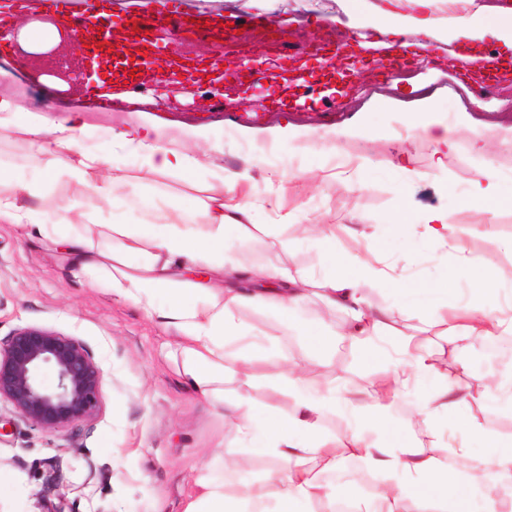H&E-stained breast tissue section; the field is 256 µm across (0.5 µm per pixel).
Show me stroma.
I'll list each match as a JSON object with an SVG mask.
<instances>
[{"label":"stroma","instance_id":"obj_1","mask_svg":"<svg viewBox=\"0 0 512 512\" xmlns=\"http://www.w3.org/2000/svg\"><path fill=\"white\" fill-rule=\"evenodd\" d=\"M182 12L218 15L240 29L256 54H264L276 27L285 40L304 44L314 38L328 48L359 40L369 49L343 81L321 76L288 82L273 78V66L262 64L250 88L237 92L236 108L212 96L208 81L195 84L179 108L154 103L148 80H132L126 91L150 98L144 112L120 101H95L96 82L77 88L54 77L60 60H76V44L58 55L20 60L16 47L0 43L7 73L0 90L15 95L22 109H48L49 120L62 110L81 111L89 129L81 136L85 150L111 158L129 176L126 204L113 209L87 200L97 224H137V202L145 196L177 201L193 210L206 200L205 185L191 186L170 177L146 176L135 155L119 149L113 132L148 124L157 145L194 148L190 133L208 131L209 146L219 151L224 167L251 166L253 197L263 206L253 214L250 235L224 231L228 256L246 265L281 264L292 273L323 276L333 272L310 233L313 225L336 227L337 258L359 256L392 265L400 289L375 281L362 283L368 299L396 312L394 329L418 325L423 309L416 284L455 276L458 299L470 294L469 273L457 272L450 246L419 235L425 215L453 212L457 236L468 256L503 288L512 287V82L489 94L466 84L459 73L458 42L450 34L451 8L435 6V25L426 36L431 62H412L386 70L370 49L379 34L369 8L374 0H178ZM429 120L447 125L457 149L436 157L435 145L415 127L424 103ZM246 112L264 114L262 126H241ZM289 130L290 141L278 139ZM0 167L29 179L38 171L28 142L15 131L0 128ZM498 176L499 202L491 214L464 207L473 182L482 171ZM406 223L404 234L385 233L389 224ZM246 326L273 335L276 348L292 358L308 357L314 373L335 376L362 388L380 378L385 359L368 360L357 347L337 343L324 365L308 349L323 328L345 319L325 309L317 297L302 303L295 331L281 336L271 321L252 309L238 312ZM25 326L54 330L81 342L104 373L100 416L56 431H46L18 417L0 403V467L11 476L0 512H183L194 492L197 469L210 461L212 448L241 455L232 419L195 398L180 384L176 363L167 357L173 337L92 276L72 273L66 260L47 240L30 229L0 223V339ZM424 344L434 361L466 385L492 374L485 343L460 351L446 346L444 328L428 326ZM227 397L250 399L279 416H288L287 397L269 375L251 386L226 382ZM416 396L397 400L381 425L362 420L373 435L391 440L412 435L428 455L443 446H468L483 455V443L454 421H440L434 434L421 432L411 418ZM54 482H47L48 472Z\"/></svg>","mask_w":512,"mask_h":512}]
</instances>
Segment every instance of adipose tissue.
<instances>
[{"label":"adipose tissue","instance_id":"1","mask_svg":"<svg viewBox=\"0 0 512 512\" xmlns=\"http://www.w3.org/2000/svg\"><path fill=\"white\" fill-rule=\"evenodd\" d=\"M414 4L418 14L404 17L399 0H384L374 9V28L393 34L395 45L401 47L406 46L408 35L429 34L434 19L428 11L435 0H414ZM453 23L455 39L496 40L512 48V11L482 14L466 7L454 16ZM3 125L27 137L45 179L65 177L81 188L84 197L113 208L123 205L126 179L113 174L104 157L82 148L80 136L87 125L81 114L52 123L39 111L23 110L14 96L0 94ZM116 139L120 147L137 156L147 174L190 183L216 180L219 187L204 214L184 210L172 201L161 207L144 200L139 207L146 223L108 225L112 244L101 248L86 234L54 235L48 224L57 216L68 224L84 222L87 211L82 200L42 195L37 183L1 168L0 222L35 226L40 235L61 247L70 266L93 274L114 295L162 322L175 335L184 387L222 407L235 420L246 452L273 461L268 481L277 487L275 498L257 489L234 500L213 468L214 462L229 465L234 458L223 449H213V462L198 471L196 492L184 512H332L337 498L351 499V492L339 494L318 482L304 462H331L340 448L386 476L366 512H500L498 495L482 488L483 474L493 469L511 480L512 449H503L484 433L476 413L493 404L512 405V373L471 389L439 374L419 336L409 334L396 336L397 356L377 384L355 391L335 380L310 375L306 362L288 360L276 352L264 332L240 323L238 311L264 312L287 333L297 325L300 301L311 289H318L325 306L345 310L349 320L323 335L317 352L348 339L361 348L365 358L373 359L381 353L382 331L394 313L374 307L360 294L358 285L363 279L394 284L397 276L390 268L359 259L353 262V274H330L319 280L285 267H242L225 254L224 230L230 226L246 233L252 227L255 203L241 194L242 185L251 179L249 169L219 168L196 152L156 146L153 130L146 125L121 131ZM26 197L32 198V205H23ZM421 229L428 238L450 244L456 264L471 276L472 297L464 303L456 302V281L450 276L423 290L428 302L426 318L445 325L449 347L457 350L482 336L511 333L512 306L495 303L498 284L473 269L458 240L452 212H430ZM261 362L273 368L279 393L291 402L293 412L288 418L249 400H224L225 376L251 384ZM425 380L432 386L417 401L414 417L430 427L453 415L459 426L483 438L486 452L465 475L448 468L441 458L417 451L408 439L388 442L357 424L363 416L381 421L382 411L393 399L410 394ZM336 412L353 420L348 433L337 439L326 436L321 428L324 416Z\"/></svg>","mask_w":512,"mask_h":512}]
</instances>
